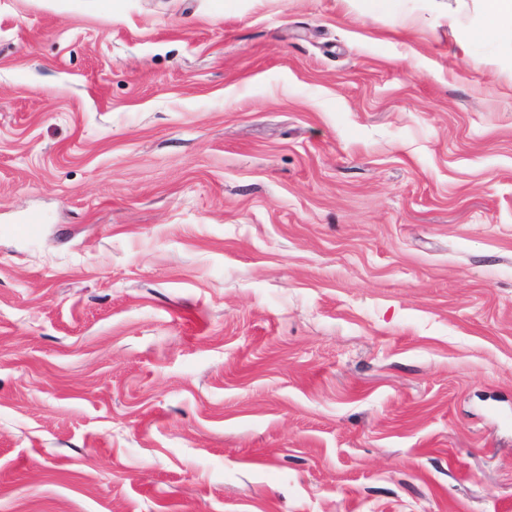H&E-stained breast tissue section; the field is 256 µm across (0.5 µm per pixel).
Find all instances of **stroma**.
I'll use <instances>...</instances> for the list:
<instances>
[{
    "label": "stroma",
    "mask_w": 512,
    "mask_h": 512,
    "mask_svg": "<svg viewBox=\"0 0 512 512\" xmlns=\"http://www.w3.org/2000/svg\"><path fill=\"white\" fill-rule=\"evenodd\" d=\"M481 26L0 0V512H512V26Z\"/></svg>",
    "instance_id": "1"
}]
</instances>
